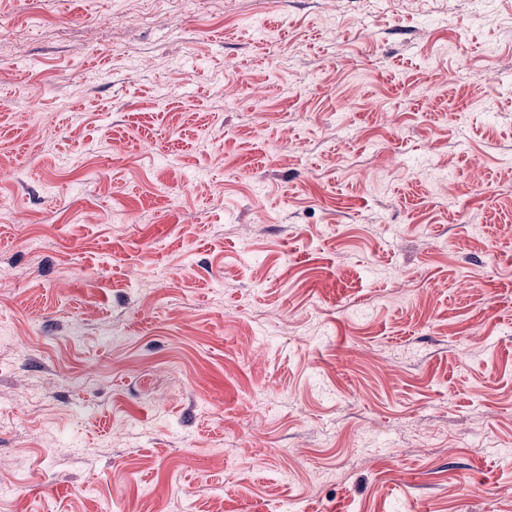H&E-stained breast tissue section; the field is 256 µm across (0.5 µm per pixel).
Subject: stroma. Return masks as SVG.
<instances>
[{"instance_id": "35a3bbf8", "label": "stroma", "mask_w": 512, "mask_h": 512, "mask_svg": "<svg viewBox=\"0 0 512 512\" xmlns=\"http://www.w3.org/2000/svg\"><path fill=\"white\" fill-rule=\"evenodd\" d=\"M0 419V512H512V0H0Z\"/></svg>"}]
</instances>
